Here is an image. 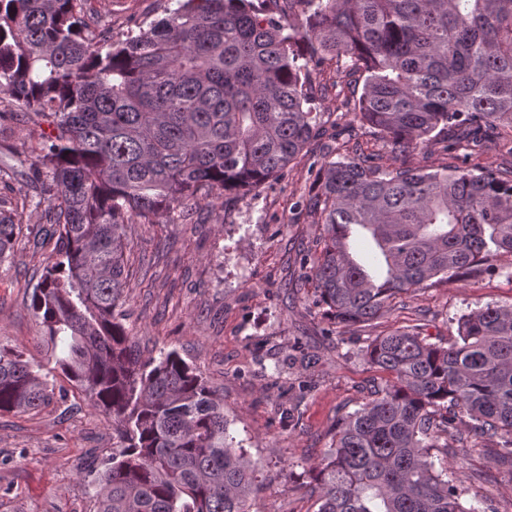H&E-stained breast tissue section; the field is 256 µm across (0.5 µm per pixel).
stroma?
Instances as JSON below:
<instances>
[{
	"label": "stroma",
	"mask_w": 512,
	"mask_h": 512,
	"mask_svg": "<svg viewBox=\"0 0 512 512\" xmlns=\"http://www.w3.org/2000/svg\"><path fill=\"white\" fill-rule=\"evenodd\" d=\"M113 39L162 18L165 0H99ZM332 76L317 73L314 96L323 137L289 165L283 177L216 204L205 224H133L128 229L129 286L126 327L143 354L177 351L222 394L230 430L256 465L252 512H315L308 474L331 444L337 415L368 401L385 375L360 351L394 328L423 326L431 342L457 335L460 315L488 303L512 304V258L494 259L496 274L476 270L461 281L437 283L406 298L385 318L325 335L300 259L316 246L319 227L298 209L337 139L359 144L390 164V147L358 118V92H337ZM31 123L0 116V197L13 200L10 165L29 159ZM501 141L454 153L435 144L416 165L438 169L461 163H508ZM41 211L28 208L10 259L0 263V348H19L41 365L50 382L64 377L58 354L43 338L30 299L50 247L33 248ZM116 441L112 425L77 390L67 400L35 411L0 414V512H93L94 481ZM448 465L484 512H512V467L499 463L493 445L449 455Z\"/></svg>",
	"instance_id": "35a3bbf8"
}]
</instances>
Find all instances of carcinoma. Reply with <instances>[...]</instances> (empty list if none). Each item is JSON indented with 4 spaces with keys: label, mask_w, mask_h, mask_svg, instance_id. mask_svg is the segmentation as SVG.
<instances>
[{
    "label": "carcinoma",
    "mask_w": 512,
    "mask_h": 512,
    "mask_svg": "<svg viewBox=\"0 0 512 512\" xmlns=\"http://www.w3.org/2000/svg\"><path fill=\"white\" fill-rule=\"evenodd\" d=\"M91 0H0V106L35 126L20 201L0 199V260L30 204L56 239L30 307L61 345L56 368L112 419L120 451L98 477L96 512H250L255 467L224 403L177 352L144 358L124 324L127 228L253 191L320 135L311 74L363 77L360 119L393 163L343 152L316 174L306 207L319 253L307 278L327 334L383 317L393 302L512 257V168L426 169L454 152L512 144V0H288V17L250 0H174L112 40ZM367 234L371 274L350 250ZM364 359L390 375L336 417L309 468L317 512H484L434 452L485 441L512 464V305L457 320L446 346L422 328L373 340ZM55 386L0 348V413L51 404Z\"/></svg>",
    "instance_id": "cac0c4a2"
}]
</instances>
